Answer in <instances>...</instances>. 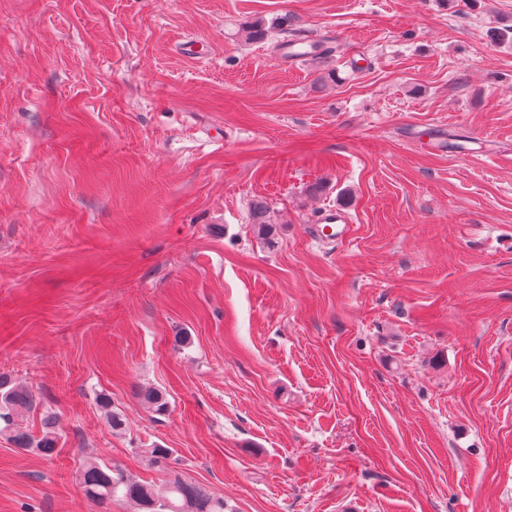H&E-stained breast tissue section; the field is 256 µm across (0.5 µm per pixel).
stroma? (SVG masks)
Segmentation results:
<instances>
[{
  "instance_id": "35a3bbf8",
  "label": "stroma",
  "mask_w": 512,
  "mask_h": 512,
  "mask_svg": "<svg viewBox=\"0 0 512 512\" xmlns=\"http://www.w3.org/2000/svg\"><path fill=\"white\" fill-rule=\"evenodd\" d=\"M0 374V512H512V0H0ZM249 214L257 237L268 246L274 247L276 226L268 203L262 199H254L250 204ZM308 226L319 238L331 242L346 240L350 237L352 224L345 214L336 209H328L314 216ZM35 403L33 395L19 387L15 382L0 375V435L4 436L15 448L50 457L58 445V435L52 423L45 421L42 435L35 437L21 430L16 418L21 410ZM86 497L100 504L112 502L121 491L136 512H226L224 498L206 493L199 486L177 479L157 486L128 479L112 463H89L79 477Z\"/></svg>"
}]
</instances>
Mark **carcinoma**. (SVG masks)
Wrapping results in <instances>:
<instances>
[{"label": "carcinoma", "instance_id": "1", "mask_svg": "<svg viewBox=\"0 0 512 512\" xmlns=\"http://www.w3.org/2000/svg\"><path fill=\"white\" fill-rule=\"evenodd\" d=\"M280 28L282 25L278 23L268 27L263 20L257 19L246 26L245 39L262 41ZM249 214L257 237L265 244L275 246L276 226L268 203L262 199L253 200ZM139 396L158 414L168 408L166 395L156 388L146 387ZM34 403L35 399L29 391L0 375V435L18 449L32 450L50 457L58 445V435L52 423L45 422L39 437L21 430L16 423L20 411ZM143 455L149 465L164 469L168 466L172 450L157 446L144 449ZM79 481L89 499L110 504L112 497L120 494L134 506L135 512H226L227 509L224 498L210 495L188 481L177 479L160 487L131 480L124 476L119 467L105 463L88 464L80 474Z\"/></svg>", "mask_w": 512, "mask_h": 512}]
</instances>
